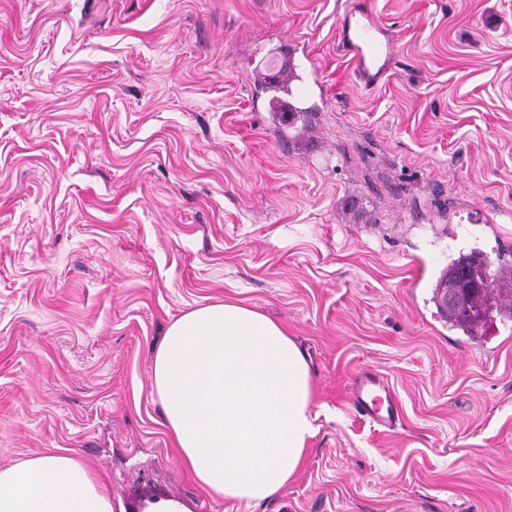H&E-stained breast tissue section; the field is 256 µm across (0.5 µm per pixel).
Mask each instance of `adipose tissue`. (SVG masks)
<instances>
[{
    "label": "adipose tissue",
    "mask_w": 512,
    "mask_h": 512,
    "mask_svg": "<svg viewBox=\"0 0 512 512\" xmlns=\"http://www.w3.org/2000/svg\"><path fill=\"white\" fill-rule=\"evenodd\" d=\"M153 388L180 459L211 495H278L313 436L312 379L296 343L250 308L219 303L174 320L155 349ZM0 512H114L95 472L65 454L0 468Z\"/></svg>",
    "instance_id": "obj_1"
}]
</instances>
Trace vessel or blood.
Here are the masks:
<instances>
[{
    "label": "vessel or blood",
    "instance_id": "b4317fda",
    "mask_svg": "<svg viewBox=\"0 0 512 512\" xmlns=\"http://www.w3.org/2000/svg\"><path fill=\"white\" fill-rule=\"evenodd\" d=\"M340 48L353 69L357 81L372 90L390 75L396 60L395 38L379 21L371 0H344L337 18ZM354 409L383 430H390L400 418V408L376 375L361 373L351 383ZM126 512H151L157 501H165L172 512H178L183 495L166 489L162 494L143 491L139 496L124 494Z\"/></svg>",
    "mask_w": 512,
    "mask_h": 512
}]
</instances>
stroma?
<instances>
[{"instance_id":"1","label":"stroma","mask_w":512,"mask_h":512,"mask_svg":"<svg viewBox=\"0 0 512 512\" xmlns=\"http://www.w3.org/2000/svg\"><path fill=\"white\" fill-rule=\"evenodd\" d=\"M341 2L0 0L1 467L75 456L115 512L139 477L208 512H512V320L467 336L432 298L512 243V0H373L398 54L370 93ZM287 42L302 133L258 87ZM224 301L312 373L304 462L256 506L208 496L152 384L167 326ZM361 372L394 430L352 407ZM384 393V397L380 394ZM354 409L371 422L388 431L400 418V408L389 388L376 375L361 373L351 383Z\"/></svg>"}]
</instances>
